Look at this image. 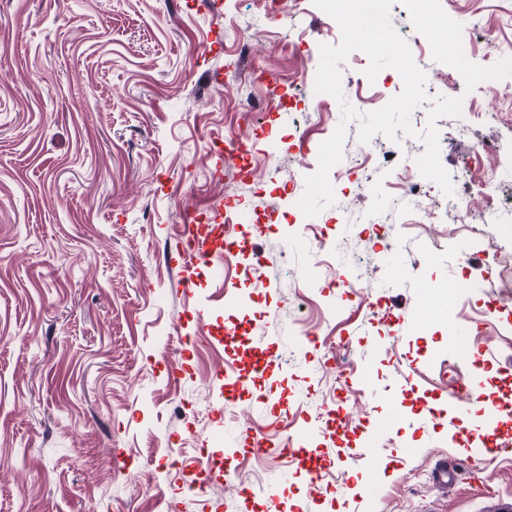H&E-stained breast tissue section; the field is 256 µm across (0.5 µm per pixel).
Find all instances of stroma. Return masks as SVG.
I'll return each instance as SVG.
<instances>
[{
    "label": "stroma",
    "mask_w": 512,
    "mask_h": 512,
    "mask_svg": "<svg viewBox=\"0 0 512 512\" xmlns=\"http://www.w3.org/2000/svg\"><path fill=\"white\" fill-rule=\"evenodd\" d=\"M432 9L395 0L391 23L426 48L428 100L411 114L409 148L426 152L417 183L446 175L451 212L469 197L474 138L512 157V112L499 108L512 56L494 58L479 37L432 51L431 20L451 34L493 30L506 47L512 0ZM331 25L299 0H0V512H155L158 501L164 512H495L512 500V453L471 465L445 397L462 374L489 401L512 389V314L487 310L512 286V222L489 227L504 248L496 268L450 222L427 250L425 213L394 206L403 179L387 138L365 187L332 180L334 204L303 214L305 178L342 111L288 79L315 77L320 45L337 43ZM346 125L348 151L359 123ZM233 134L251 141L242 177L224 156ZM220 209L265 257L268 287L245 255L219 274L180 261L186 219L211 224ZM362 212L378 215V234ZM353 261L370 275L345 297L332 278ZM439 284L457 293L453 319L423 320ZM231 323L248 330L228 345ZM342 368L369 400L367 433L351 422L337 436L324 413ZM228 370L250 377L234 400ZM240 424L274 443L313 428L326 479L251 457ZM206 451L228 456L234 481L217 468L190 493L163 468ZM445 458L458 473L447 486L434 476Z\"/></svg>",
    "instance_id": "35a3bbf8"
}]
</instances>
